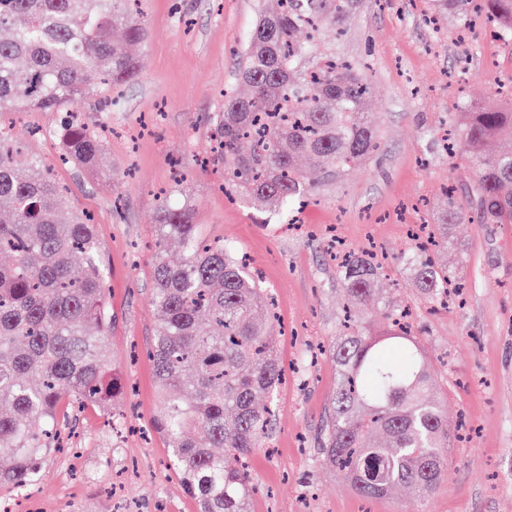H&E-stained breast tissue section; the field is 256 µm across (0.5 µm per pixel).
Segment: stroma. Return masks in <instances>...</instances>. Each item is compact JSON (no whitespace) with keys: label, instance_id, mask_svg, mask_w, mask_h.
Here are the masks:
<instances>
[{"label":"stroma","instance_id":"obj_1","mask_svg":"<svg viewBox=\"0 0 512 512\" xmlns=\"http://www.w3.org/2000/svg\"><path fill=\"white\" fill-rule=\"evenodd\" d=\"M147 46H131L138 78L115 100L81 104L89 124H106L111 180L60 162L46 134L57 112H8L0 123L51 164L65 191L62 214L91 216L107 268L112 329L107 346L128 385L129 428L112 431L98 409L71 415L64 427L75 449L53 453L31 505L38 512H197L169 466L168 441L153 429L159 402L148 357L156 330L153 264L162 198L187 206L207 241L235 245L272 292L273 346L286 382L274 400L272 434L250 458L254 512H512V224H454L453 243L437 255L466 285L462 307L435 308L411 281L402 254L410 225L436 223L447 185L475 179L442 152V130L462 105L500 106L497 85L512 76V47L488 41L483 20L460 35V19L426 21L428 0H362L345 37L324 31L319 43L357 63L371 86L378 149L344 180L315 188L288 226L275 207L255 209L200 166L213 143L209 123L226 90L244 92L237 63L257 16L256 0H143ZM349 250L376 248L380 293L410 307L448 432L461 422L471 438L449 451L448 473L428 503L408 488L365 499L346 480L316 464L317 435L336 388L329 356L311 360L313 345H331L347 304L325 235Z\"/></svg>","mask_w":512,"mask_h":512}]
</instances>
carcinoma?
<instances>
[{
  "mask_svg": "<svg viewBox=\"0 0 512 512\" xmlns=\"http://www.w3.org/2000/svg\"><path fill=\"white\" fill-rule=\"evenodd\" d=\"M140 0H0V112L77 111L111 86L135 80L128 46L148 27ZM261 8L238 71L245 94L231 93L212 117L210 163L253 205L286 213L319 182L341 180L377 148L370 86L336 50L296 40L299 29L340 31L354 0H275ZM437 14L482 9L512 43V0H431ZM123 38L116 40L113 32ZM57 135L61 161L104 168L98 129L76 118ZM450 156L475 175L472 206L448 187V207L430 244L448 248L451 224H512V105L456 112L447 130ZM60 188L41 158L0 125V486L23 494L60 447L61 405L88 404L123 419L114 403L124 387L106 344L104 253L91 219L58 210ZM153 266L157 327L149 351L159 387L157 426L170 461L198 512H251L257 491L247 458L269 438L272 405L283 380L269 328L273 298L230 245L205 242L189 209L160 206ZM180 245L182 259L164 258ZM411 279L433 303L462 285L455 273L413 246ZM348 307L371 303L388 330L345 312L329 357L337 381L318 440L319 462L367 498L407 486L429 501L448 470V421L428 361L398 301L376 295L382 273L373 255L338 258Z\"/></svg>",
  "mask_w": 512,
  "mask_h": 512,
  "instance_id": "cac0c4a2",
  "label": "carcinoma"
}]
</instances>
